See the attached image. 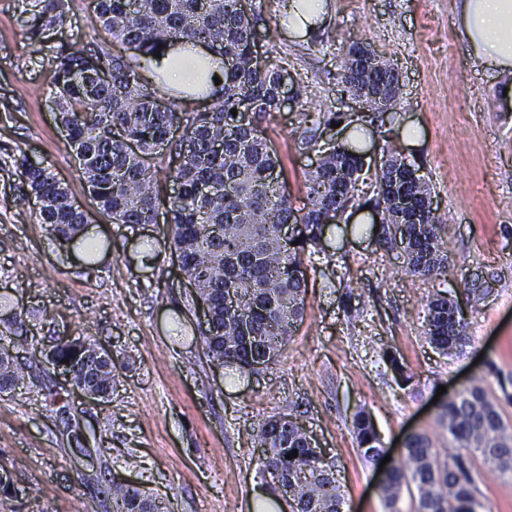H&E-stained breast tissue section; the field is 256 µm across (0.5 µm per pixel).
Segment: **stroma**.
<instances>
[{"mask_svg": "<svg viewBox=\"0 0 512 512\" xmlns=\"http://www.w3.org/2000/svg\"><path fill=\"white\" fill-rule=\"evenodd\" d=\"M456 0H329L307 38L279 29L276 0H246L264 49L284 64L301 95L260 123L277 152L286 195L306 202L304 174L317 154L298 150L300 111L326 105L344 118L325 137L360 145L368 159L361 194L327 228L324 250L302 256L305 313L278 361L256 373L210 363L203 319L171 254L166 224H115L100 214L51 98L49 59L80 41L108 48L92 0H63L33 54L24 19L34 0H0V296L21 315L30 342L87 341L111 351L119 385L110 403L82 400L59 370L41 363L19 388L0 392V464L15 487L0 512H112L104 490L115 477L149 490L165 512H251L261 454L260 420L298 419L332 458L343 512H385L380 475L357 451L352 417L370 412L393 458L399 441L427 432L458 452L439 421V386L461 391L485 361L512 374V112L496 97L498 78L473 66L456 34ZM392 57L401 106L375 123L342 96L338 60L349 42ZM418 164L447 222L445 274H400L399 251L380 246L370 227L376 156L385 149ZM27 154L66 186L111 249L87 264L62 250L35 218L13 158ZM486 288L467 311L471 341L445 356L428 341L427 304L443 296L466 304L471 285ZM183 324L186 335L174 327ZM415 375L399 387L385 350ZM477 512H512V479L480 468Z\"/></svg>", "mask_w": 512, "mask_h": 512, "instance_id": "35a3bbf8", "label": "stroma"}]
</instances>
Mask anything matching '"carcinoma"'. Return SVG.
Here are the masks:
<instances>
[{"label": "carcinoma", "mask_w": 512, "mask_h": 512, "mask_svg": "<svg viewBox=\"0 0 512 512\" xmlns=\"http://www.w3.org/2000/svg\"><path fill=\"white\" fill-rule=\"evenodd\" d=\"M30 39L43 42L58 18L62 0H39ZM96 18L112 36L113 49L78 42L59 48L49 60L54 104L68 131L89 194L100 213L114 224H153L158 214L168 224L172 247L194 300L210 303L211 319L201 332L204 354L216 365L245 372L253 362H274L304 317L305 273L301 255L322 245L330 212L355 201L364 168L360 151L336 146L319 148V130L341 121L330 109L302 113L299 149L319 153V164L305 172L307 211L299 214L280 190V159L267 143L259 120L280 110L278 79L284 67L259 52L260 34L241 0H95ZM201 46L227 60L224 82L216 89L205 58L198 60L194 82L164 101L155 81L141 73L166 47ZM350 44L341 62V92L358 89L383 93L365 97L370 111L395 109L400 103L392 59L374 58L369 71L355 68ZM107 70L104 79L100 72ZM237 114H231V111ZM223 143L217 151L214 143ZM25 195L45 201L38 221L63 248L79 240L92 262L110 244L81 235L89 223L73 206L68 189L48 169L24 154L13 159ZM175 182L179 192L167 193ZM229 185L227 193L204 195L201 186ZM433 187L422 176L409 177L404 157L389 149L376 179L374 205L383 210L380 241L402 248L404 272L412 276L443 273L448 256L438 240L443 217L432 208ZM406 212L416 224L401 226L395 214ZM301 224L300 243L281 245L278 227ZM467 323L458 304L446 297L428 302L427 338L440 353L463 349ZM91 345L59 338L48 348L31 345L29 363L49 361L71 371L89 358ZM494 378L500 395L489 396ZM25 381L24 368L8 349L0 350V391ZM512 403V375L495 362L464 391L448 398L441 423L448 438L467 452L442 454L425 432L411 435L402 459L390 468L381 490L386 512H400L403 487H415V512H476L478 473L474 454L501 474L512 477V433L500 402ZM360 456L375 464L384 452L368 412L353 417ZM255 443L266 449L258 473L277 481L288 494L293 512H342L334 464L311 445L299 422L271 417L258 425ZM298 456H293V451ZM291 459H286V456ZM112 512H161L150 492L121 482L107 486Z\"/></svg>", "instance_id": "1"}]
</instances>
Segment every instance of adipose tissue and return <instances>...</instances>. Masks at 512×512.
Wrapping results in <instances>:
<instances>
[{
	"mask_svg": "<svg viewBox=\"0 0 512 512\" xmlns=\"http://www.w3.org/2000/svg\"><path fill=\"white\" fill-rule=\"evenodd\" d=\"M457 32L469 60L496 71L512 108V0H456Z\"/></svg>",
	"mask_w": 512,
	"mask_h": 512,
	"instance_id": "adipose-tissue-1",
	"label": "adipose tissue"
}]
</instances>
